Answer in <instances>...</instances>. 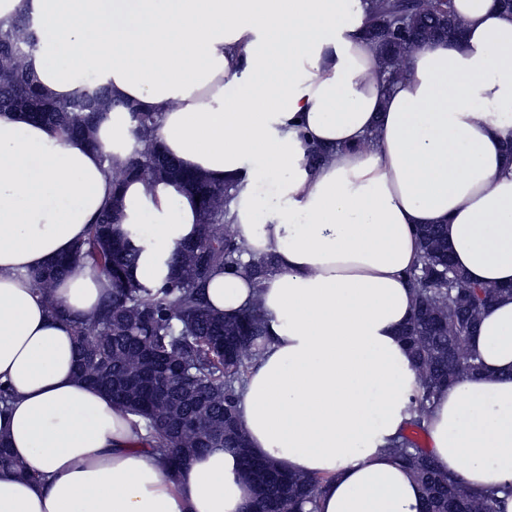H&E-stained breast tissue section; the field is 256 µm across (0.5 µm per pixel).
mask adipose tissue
<instances>
[{"mask_svg": "<svg viewBox=\"0 0 512 512\" xmlns=\"http://www.w3.org/2000/svg\"><path fill=\"white\" fill-rule=\"evenodd\" d=\"M453 38L413 51L389 84L348 0H0L39 22L28 64L52 98L104 84L116 109L99 146L0 112V438L37 475L0 469V512H249L235 455L169 475L131 446L132 416L80 380L72 321L109 291L83 267L53 298L32 272L67 254L112 195L103 153L133 150L121 104L159 113L157 143L192 172L235 185L228 209L254 281L218 272L208 305L261 304L267 345L240 391L249 446L326 484L318 512H420L412 475L384 450L418 384L400 330L415 293L417 226L441 224L471 282L512 286V13L454 0ZM326 153L309 168L308 149ZM125 221L151 227L135 276L194 238L189 193L132 180ZM59 306L65 317L51 313ZM478 375L443 388L422 421L444 473L475 492L512 487V296L481 310Z\"/></svg>", "mask_w": 512, "mask_h": 512, "instance_id": "obj_1", "label": "adipose tissue"}]
</instances>
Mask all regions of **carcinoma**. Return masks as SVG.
Instances as JSON below:
<instances>
[{
    "label": "carcinoma",
    "instance_id": "carcinoma-1",
    "mask_svg": "<svg viewBox=\"0 0 512 512\" xmlns=\"http://www.w3.org/2000/svg\"><path fill=\"white\" fill-rule=\"evenodd\" d=\"M365 34L379 50L385 80L406 73L411 52L432 41L450 38L464 26L453 0H361ZM36 22L26 11L0 20V110L19 111L44 122L64 136L99 143L98 132L112 109L108 89L85 86L65 100H52L38 85L27 59L37 49ZM129 132L143 148H134L128 162L112 154L103 161L114 187L112 204L89 225L84 239L46 268L31 274L47 296L89 260L110 282L111 292L94 312L74 321L79 374L112 394L116 405L145 421L147 440L166 461L176 449L198 456L214 448L237 455L244 477L255 490L256 512H304L315 505L325 479L297 476L270 460L250 453L238 423L239 389L263 350L266 336L262 315L255 308L226 318L212 311L204 288L213 273L238 265L247 252L226 222L234 187L189 174L179 162L155 145L160 117L128 105ZM130 177L148 184L167 181L199 197L200 222L195 239L180 244L165 265L168 275L141 282L135 279L144 244L132 227L121 228L120 188ZM420 257L408 274L416 293L410 322L402 330L418 389L410 400L407 428L421 422L435 394L482 364L468 350L465 328H478L482 306L503 289L469 282L457 270L456 285L448 286V241L440 224L416 228ZM154 362L178 363L182 372L170 378L162 370L150 375L149 385L133 379ZM396 460L416 479L422 493V512H500L497 492L474 493L460 480L440 472L431 453L406 433L391 443ZM0 466L28 474L0 440Z\"/></svg>",
    "mask_w": 512,
    "mask_h": 512
}]
</instances>
